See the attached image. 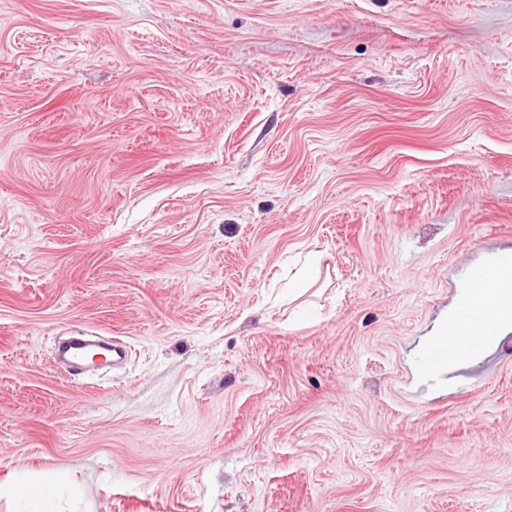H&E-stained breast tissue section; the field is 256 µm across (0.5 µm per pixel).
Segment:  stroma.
Returning <instances> with one entry per match:
<instances>
[{
	"label": "stroma",
	"mask_w": 512,
	"mask_h": 512,
	"mask_svg": "<svg viewBox=\"0 0 512 512\" xmlns=\"http://www.w3.org/2000/svg\"><path fill=\"white\" fill-rule=\"evenodd\" d=\"M512 0H0V485L56 512H512ZM312 286L285 285L310 252ZM83 330L124 364L72 380ZM487 265L483 282L482 272ZM507 266L512 269V248H497L492 252L489 262L479 260L473 261L466 269L463 277L465 288H472L465 295L468 305L476 310H483L485 305L494 302L495 312L493 315L492 326L491 310H487L475 315L468 311L466 305H457L452 310L451 323L455 317L465 319L473 328V331L467 336H456L448 334V343L442 336L430 338L424 349V367L429 376L441 373L451 362L462 360L473 362L480 360L490 348L487 334L494 328L495 332L502 326L512 324V289L500 288L504 279L502 272L496 268ZM484 283V288L482 287ZM459 339L465 341L461 348L448 346L456 343ZM70 342L65 346H59L56 352V361L66 364L70 368H79L85 357L84 344L87 342H104L108 347V355L112 357V362L117 363L125 358L124 346L121 342L114 341H95L83 336H77L69 339ZM61 487H67L71 495L79 493L78 488L70 483L68 476L58 472L50 478L21 476L5 488L0 486V497L5 495L28 504V512H43L45 510L40 506L50 500Z\"/></svg>",
	"instance_id": "stroma-1"
}]
</instances>
